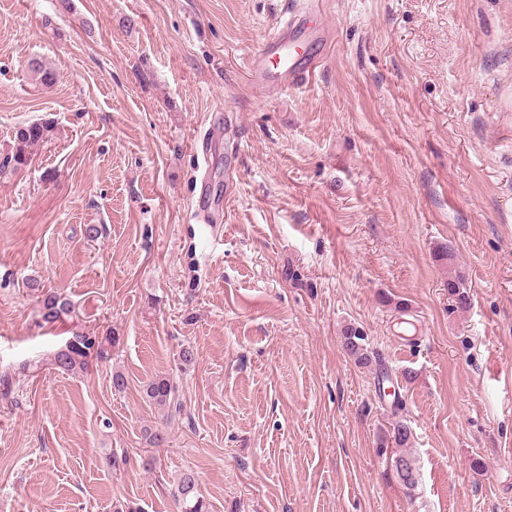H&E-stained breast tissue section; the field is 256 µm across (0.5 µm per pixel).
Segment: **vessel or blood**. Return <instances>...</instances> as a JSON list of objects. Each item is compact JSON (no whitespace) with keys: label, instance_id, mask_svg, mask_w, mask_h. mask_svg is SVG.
Wrapping results in <instances>:
<instances>
[{"label":"vessel or blood","instance_id":"vessel-or-blood-1","mask_svg":"<svg viewBox=\"0 0 512 512\" xmlns=\"http://www.w3.org/2000/svg\"><path fill=\"white\" fill-rule=\"evenodd\" d=\"M321 41L320 30L311 27L304 15L290 13L249 57V73L261 86L288 90L314 74L318 57L312 49Z\"/></svg>","mask_w":512,"mask_h":512}]
</instances>
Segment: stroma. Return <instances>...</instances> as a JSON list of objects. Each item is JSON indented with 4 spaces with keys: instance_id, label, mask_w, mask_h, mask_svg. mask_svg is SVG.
Wrapping results in <instances>:
<instances>
[{
    "instance_id": "35a3bbf8",
    "label": "stroma",
    "mask_w": 512,
    "mask_h": 512,
    "mask_svg": "<svg viewBox=\"0 0 512 512\" xmlns=\"http://www.w3.org/2000/svg\"><path fill=\"white\" fill-rule=\"evenodd\" d=\"M295 7L333 46L281 92L247 57L284 0H0V161L55 126L0 174V512H177L187 469L210 512H512V0ZM44 288L74 313L45 322ZM77 334L120 342L53 369ZM402 419L412 494L377 453ZM54 126L47 122L31 123L20 127L14 135V146L12 153L6 157V161L0 167V173L6 172L10 165L13 170L26 167L31 162V150L49 140L52 136ZM342 346L346 354L354 360L358 367L368 368L372 365V355L368 348L367 336L355 326H347L342 330ZM174 386L165 376H157L146 385L145 394L152 404L163 410L173 409L181 412L182 405L174 398Z\"/></svg>"
}]
</instances>
